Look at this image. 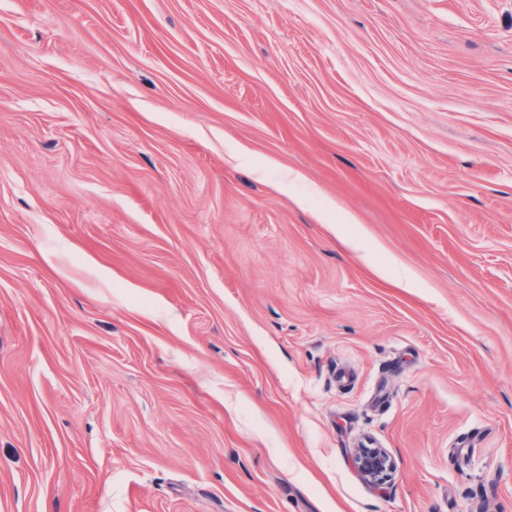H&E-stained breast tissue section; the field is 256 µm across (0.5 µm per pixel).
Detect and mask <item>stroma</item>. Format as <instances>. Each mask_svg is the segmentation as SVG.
Returning <instances> with one entry per match:
<instances>
[{
	"instance_id": "obj_1",
	"label": "stroma",
	"mask_w": 512,
	"mask_h": 512,
	"mask_svg": "<svg viewBox=\"0 0 512 512\" xmlns=\"http://www.w3.org/2000/svg\"><path fill=\"white\" fill-rule=\"evenodd\" d=\"M0 512H512V0H0ZM358 468L366 477L381 481L390 468L389 457L385 451L379 449L367 455H360L357 460Z\"/></svg>"
}]
</instances>
